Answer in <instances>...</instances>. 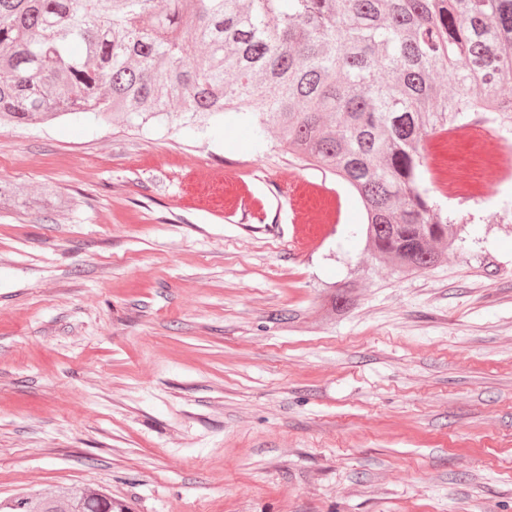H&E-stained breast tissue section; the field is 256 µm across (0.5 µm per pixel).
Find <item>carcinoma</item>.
Returning <instances> with one entry per match:
<instances>
[{
    "label": "carcinoma",
    "mask_w": 512,
    "mask_h": 512,
    "mask_svg": "<svg viewBox=\"0 0 512 512\" xmlns=\"http://www.w3.org/2000/svg\"><path fill=\"white\" fill-rule=\"evenodd\" d=\"M448 74L450 89L436 82ZM512 0H0V123L64 115L130 126L215 124L231 104L256 143L288 152L359 194L371 267L437 265L455 219L422 186L423 137L472 112L512 131ZM69 207L50 186L0 201ZM358 279L334 285L336 314ZM126 512L81 486L0 498V512Z\"/></svg>",
    "instance_id": "carcinoma-1"
}]
</instances>
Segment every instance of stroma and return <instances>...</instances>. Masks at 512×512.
<instances>
[{
    "label": "stroma",
    "mask_w": 512,
    "mask_h": 512,
    "mask_svg": "<svg viewBox=\"0 0 512 512\" xmlns=\"http://www.w3.org/2000/svg\"><path fill=\"white\" fill-rule=\"evenodd\" d=\"M461 248L362 282L356 191L233 113L0 128V496L81 485L132 512H512V178L449 198ZM28 198H23V194L20 191L11 185L10 183H5L0 181V203L2 200L4 201H16L19 202V199L22 200V205L27 206H36L39 209L46 210L49 207H62V206H72L73 202L68 199H63L61 196L57 194V192L50 186L44 187L36 196ZM333 288H336L333 295V307L336 314L346 313L354 305L353 288H358V279L349 278L342 283L334 285Z\"/></svg>",
    "instance_id": "stroma-1"
}]
</instances>
